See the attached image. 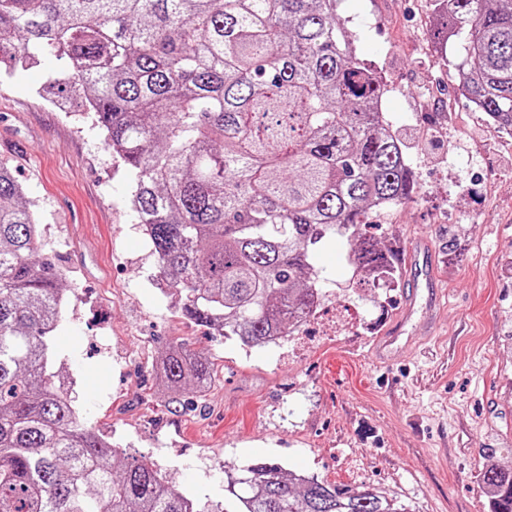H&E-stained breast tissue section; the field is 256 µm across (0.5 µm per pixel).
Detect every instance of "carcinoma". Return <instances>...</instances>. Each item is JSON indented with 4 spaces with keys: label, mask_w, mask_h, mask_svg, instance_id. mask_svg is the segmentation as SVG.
I'll return each instance as SVG.
<instances>
[{
    "label": "carcinoma",
    "mask_w": 512,
    "mask_h": 512,
    "mask_svg": "<svg viewBox=\"0 0 512 512\" xmlns=\"http://www.w3.org/2000/svg\"><path fill=\"white\" fill-rule=\"evenodd\" d=\"M433 40L474 107L512 131V0H436ZM67 62L48 86L82 95L131 171L128 196L182 315L246 347L285 338L322 298L319 248L359 283L391 288L393 254L362 232L415 191L404 145L378 111L382 83L353 48L336 0H0V59ZM39 224L0 164V512H201L161 472L116 468L112 438L80 416L49 336L65 275L36 258ZM162 385L201 390L212 363L160 353ZM236 512H412L275 462L227 470ZM480 484L512 512V469Z\"/></svg>",
    "instance_id": "1"
}]
</instances>
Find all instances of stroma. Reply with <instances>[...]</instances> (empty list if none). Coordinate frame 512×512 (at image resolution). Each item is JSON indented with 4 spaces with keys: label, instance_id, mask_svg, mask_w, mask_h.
I'll list each match as a JSON object with an SVG mask.
<instances>
[{
    "label": "stroma",
    "instance_id": "1",
    "mask_svg": "<svg viewBox=\"0 0 512 512\" xmlns=\"http://www.w3.org/2000/svg\"><path fill=\"white\" fill-rule=\"evenodd\" d=\"M337 12L383 76L386 119L417 183L374 234L401 252L430 243L437 337L416 314L413 350L377 364L371 347L398 319L412 272L387 298L360 299L342 289L350 272L332 248L304 338L249 349L189 322L155 286L157 259L130 218L131 173L86 113L45 92L44 72L66 67L47 54L39 71L0 63V162L34 204L39 257L65 271L56 369L120 457L155 464L200 508L223 501L225 467L259 460L383 490L414 512H492L479 475L512 467V136L473 111L435 55L431 0H339ZM172 342L214 362L200 396L173 401L157 379Z\"/></svg>",
    "mask_w": 512,
    "mask_h": 512
}]
</instances>
